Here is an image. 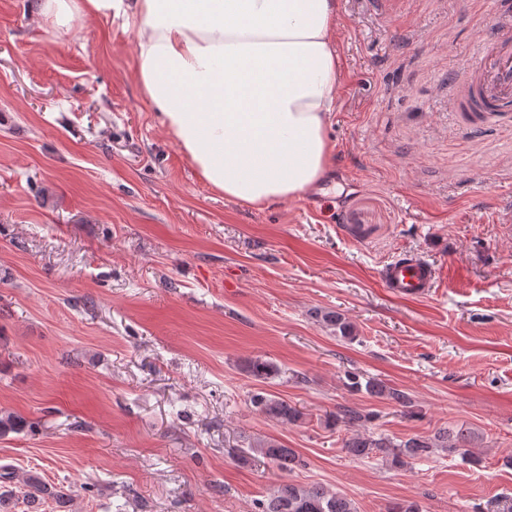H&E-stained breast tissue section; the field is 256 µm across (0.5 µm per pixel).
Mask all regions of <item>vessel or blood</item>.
Masks as SVG:
<instances>
[{
    "mask_svg": "<svg viewBox=\"0 0 512 512\" xmlns=\"http://www.w3.org/2000/svg\"><path fill=\"white\" fill-rule=\"evenodd\" d=\"M478 67L482 111L512 112V40L503 39L493 53L482 55ZM381 278L395 295L420 297L433 288L437 270L423 258L408 255L385 265Z\"/></svg>",
    "mask_w": 512,
    "mask_h": 512,
    "instance_id": "obj_1",
    "label": "vessel or blood"
}]
</instances>
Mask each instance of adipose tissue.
<instances>
[{
  "label": "adipose tissue",
  "instance_id": "1",
  "mask_svg": "<svg viewBox=\"0 0 512 512\" xmlns=\"http://www.w3.org/2000/svg\"><path fill=\"white\" fill-rule=\"evenodd\" d=\"M31 11L58 30L86 13L133 28L143 98L225 198L261 209L323 179L337 0H33Z\"/></svg>",
  "mask_w": 512,
  "mask_h": 512
}]
</instances>
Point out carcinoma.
<instances>
[{
	"mask_svg": "<svg viewBox=\"0 0 512 512\" xmlns=\"http://www.w3.org/2000/svg\"><path fill=\"white\" fill-rule=\"evenodd\" d=\"M315 316L326 328L340 334V338L349 341L355 339V327L343 313L328 310L319 311ZM247 371L253 377L265 380L277 375L279 369L267 360L256 358L248 362ZM348 380V387L356 391L363 390L372 397L389 398L403 407L411 405V399L406 393L374 378L362 381L359 375L351 373ZM251 402L260 413L280 423L294 424L301 419V412L279 396L255 393ZM23 425L24 420L17 415L0 414V437L19 431ZM470 442L471 433L462 428H444L432 437L410 438L400 443L386 437L357 432L344 440L343 448L352 458H368L379 452L390 456L392 462L402 465L408 459L428 457L439 449L465 457L471 454ZM238 456L245 463L261 456L288 473L305 466L304 460L294 449L273 439L258 438L248 447L238 449ZM18 495L26 500L30 512H39L43 503L49 500L59 502L65 493L35 472L20 477L11 466H0V512H11L12 500ZM254 508L255 512H357L354 501L341 491L329 490L321 485L304 486L291 482L278 485L267 498L256 500Z\"/></svg>",
	"mask_w": 512,
	"mask_h": 512,
	"instance_id": "cac0c4a2",
	"label": "carcinoma"
}]
</instances>
